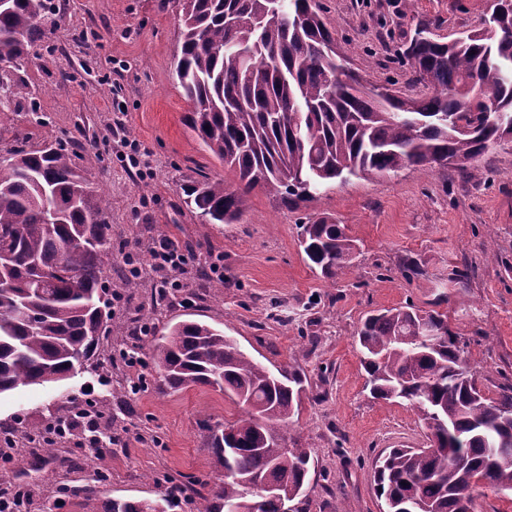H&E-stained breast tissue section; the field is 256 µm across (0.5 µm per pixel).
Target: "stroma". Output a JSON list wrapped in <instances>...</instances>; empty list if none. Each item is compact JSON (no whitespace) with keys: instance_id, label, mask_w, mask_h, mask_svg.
Wrapping results in <instances>:
<instances>
[{"instance_id":"35a3bbf8","label":"stroma","mask_w":512,"mask_h":512,"mask_svg":"<svg viewBox=\"0 0 512 512\" xmlns=\"http://www.w3.org/2000/svg\"><path fill=\"white\" fill-rule=\"evenodd\" d=\"M350 66L378 86L420 85L397 60L419 22L449 40L485 25L492 0H319ZM56 23L47 27L37 56L20 77L29 95L0 114V124L29 135L75 139V163L92 190L108 195L112 244L118 254L105 269L122 279V252L141 256L159 243L188 247L180 299L156 302L157 273L124 289L112 305V327H129L139 310H153L152 333L195 319L234 337L255 360L293 366L305 376L306 395L288 439L309 449L312 467L307 512H385L373 463L386 448H423L427 430L407 403L372 399L356 329L368 313L413 304L440 307L450 329L468 342V363L487 398L512 385V147H490L481 173L453 167L405 169L373 179L332 182L303 201L278 190L253 192L237 224H202L186 209L181 187L202 177H224V165L187 126L192 105L175 80L180 0H51ZM68 78H60V70ZM41 123H33V116ZM146 153L149 174L129 164L130 147ZM328 216L344 224L359 245L351 268L324 280L299 246V226ZM217 263L224 291L214 294L200 270ZM416 264L419 276L406 278ZM468 267L465 289L450 282ZM139 346L150 385L119 398L126 368L110 362L112 346L66 380L0 394V430L21 434L26 423L45 425L72 416L71 399L105 404L103 426L144 433L141 443L100 460L78 438L54 455L20 442L0 475L12 478L16 460L28 463L21 483L33 493L26 512H82L60 487L82 486L98 466L111 473L100 499L153 501L170 483L193 484L203 494L222 484L224 470L205 448L203 423L232 421L241 407L208 387L163 391L142 333Z\"/></svg>"}]
</instances>
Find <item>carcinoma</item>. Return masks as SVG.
I'll use <instances>...</instances> for the list:
<instances>
[{"label": "carcinoma", "instance_id": "cac0c4a2", "mask_svg": "<svg viewBox=\"0 0 512 512\" xmlns=\"http://www.w3.org/2000/svg\"><path fill=\"white\" fill-rule=\"evenodd\" d=\"M267 22L243 54L246 32L234 16ZM181 57L175 75L193 105L188 127L234 175L181 186L183 203L202 224H236L256 188L310 190L351 176L452 165L480 174L486 150L512 143V0H494L484 28L448 42L421 22L399 57L425 91L402 95L361 83L337 51L316 0H182ZM49 0L0 3V51L10 70L30 61ZM485 83L495 111L476 100ZM26 85L0 72V112L25 97ZM73 145L14 139L0 152V394L67 379L112 335L110 201L90 190L72 160ZM311 267L333 279L351 267L356 244L345 225L320 218L301 225ZM365 386L375 399L408 401L430 431L426 448H391L375 481L387 512H468L474 493L512 492V387L483 396L468 368L467 343L447 315L412 305L367 316L357 332ZM160 389L209 386L249 408L224 423L227 435L202 426L208 450L229 471L198 512H229L274 491L260 512L302 503L311 466L305 448L288 446V426L305 391L294 367L272 372L231 336L185 320L152 339ZM188 486L151 501L113 499L99 506L89 484L73 490L89 512H166Z\"/></svg>", "mask_w": 512, "mask_h": 512}]
</instances>
